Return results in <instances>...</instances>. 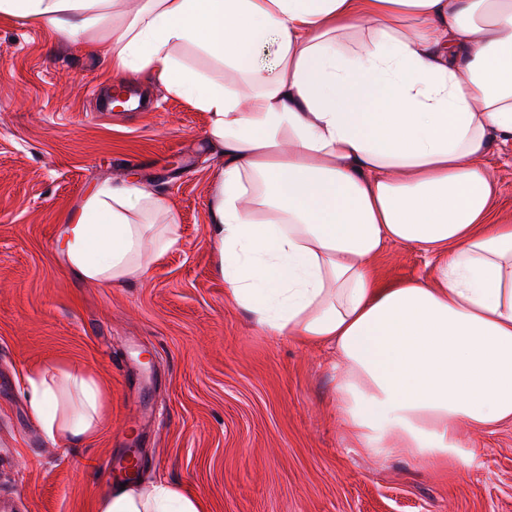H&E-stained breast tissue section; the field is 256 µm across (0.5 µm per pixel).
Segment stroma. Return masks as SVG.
I'll use <instances>...</instances> for the list:
<instances>
[{"label":"stroma","instance_id":"stroma-1","mask_svg":"<svg viewBox=\"0 0 512 512\" xmlns=\"http://www.w3.org/2000/svg\"><path fill=\"white\" fill-rule=\"evenodd\" d=\"M109 60L0 18V502L11 512H95L107 455L137 453L143 482L203 512H512V424L466 429L477 466L381 459L350 447L335 408L336 353L266 335L224 293L211 246L209 117L144 75L143 107L103 108ZM494 217L512 224V142L488 158ZM167 198L178 244L111 286L70 272L62 226L106 180ZM380 284L427 278L416 248L374 257ZM77 368L105 393L95 436L46 443L28 373Z\"/></svg>","mask_w":512,"mask_h":512}]
</instances>
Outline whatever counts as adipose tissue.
<instances>
[{"label": "adipose tissue", "instance_id": "obj_1", "mask_svg": "<svg viewBox=\"0 0 512 512\" xmlns=\"http://www.w3.org/2000/svg\"><path fill=\"white\" fill-rule=\"evenodd\" d=\"M0 0V16L148 73L209 115L224 154L212 239L225 294L265 333L333 346L346 438L375 456L474 464L459 424H512V225L491 217L487 158L512 141V0ZM275 47L265 67L254 48ZM192 45L236 71L186 66ZM171 205L134 181L98 185L59 250L83 281L144 273L177 244ZM420 249L428 279L378 287L387 244ZM51 444L96 432L86 375H28ZM96 512H201L196 497L127 478ZM180 58L191 68L224 85L235 87L239 83L237 75L225 70L224 65L195 49L181 50Z\"/></svg>", "mask_w": 512, "mask_h": 512}]
</instances>
